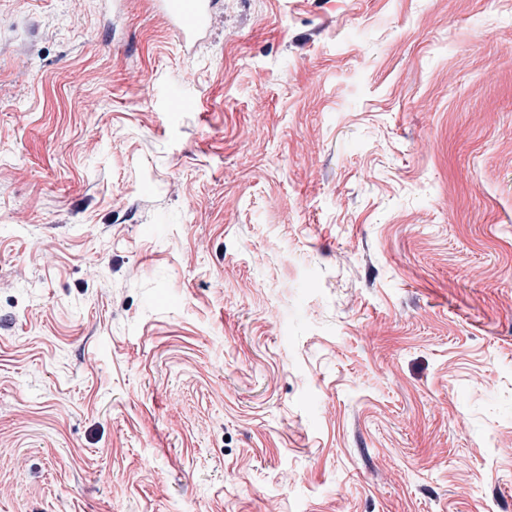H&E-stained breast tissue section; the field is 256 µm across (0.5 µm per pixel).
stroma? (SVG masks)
<instances>
[{"mask_svg":"<svg viewBox=\"0 0 512 512\" xmlns=\"http://www.w3.org/2000/svg\"><path fill=\"white\" fill-rule=\"evenodd\" d=\"M1 280L0 512H512V0H0ZM216 0H153L154 10L178 34L183 46L193 50L212 27Z\"/></svg>","mask_w":512,"mask_h":512,"instance_id":"35a3bbf8","label":"stroma"}]
</instances>
